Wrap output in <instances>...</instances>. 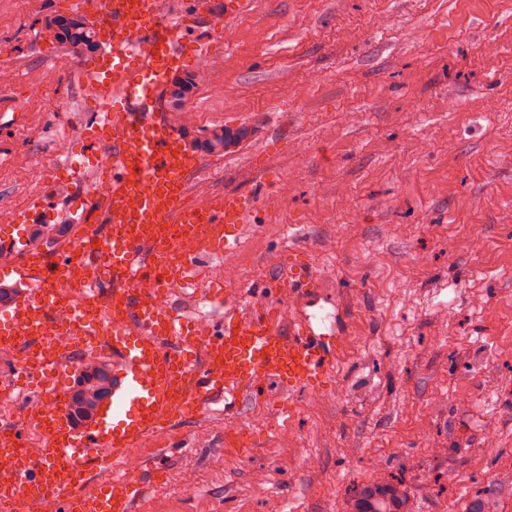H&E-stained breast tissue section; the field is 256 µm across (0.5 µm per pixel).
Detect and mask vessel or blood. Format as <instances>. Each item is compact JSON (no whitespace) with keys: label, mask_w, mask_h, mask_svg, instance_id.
Here are the masks:
<instances>
[{"label":"vessel or blood","mask_w":512,"mask_h":512,"mask_svg":"<svg viewBox=\"0 0 512 512\" xmlns=\"http://www.w3.org/2000/svg\"><path fill=\"white\" fill-rule=\"evenodd\" d=\"M95 22L108 51L88 72L102 99L120 100L112 111V179L100 202L112 218V234L100 237L84 226L79 242L102 262L48 264L24 255L11 270L23 290L0 314V345L19 338L36 342L30 369L49 405L36 419L44 437L37 455L23 448L26 428L0 437V505L26 512L32 495L44 497L52 512H134L148 480L162 469L148 464L125 473L110 462L139 448L143 440L174 429L190 418L224 412L238 428L252 425L242 411L248 399H265L271 387L295 394L331 386L347 344L321 342L307 312L322 298L314 262L281 261L259 286L233 293L208 290L203 301L223 306L224 322L198 339L194 321L172 308V287L193 289L203 281L202 263L237 254L245 230L255 221L249 200L239 194L210 195L204 210L190 207L196 177L211 161L191 153L172 120L159 110L169 75L185 62L160 0H71ZM251 0H224L220 30L193 46L190 55L215 64L224 58L222 28L247 12ZM201 249H182L183 236ZM80 286L79 296L62 300L55 281ZM155 286L146 295L141 285ZM67 308L59 329L78 337L91 359L111 357L112 400L88 424L73 426L65 398L51 383L59 367L46 334L48 317ZM111 478L100 481L99 476Z\"/></svg>","instance_id":"obj_1"}]
</instances>
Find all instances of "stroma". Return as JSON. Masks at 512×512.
Listing matches in <instances>:
<instances>
[{
  "mask_svg": "<svg viewBox=\"0 0 512 512\" xmlns=\"http://www.w3.org/2000/svg\"><path fill=\"white\" fill-rule=\"evenodd\" d=\"M69 11L0 0V72L88 114L75 81L96 53L57 69L71 47L40 33ZM231 30L204 107L239 139L205 189L253 197L256 225L235 263L212 261L215 287L307 254L327 292L317 321L348 356L326 391L270 397L277 430L252 447H227L216 414L184 422L182 454L141 449L166 479L136 512H352L376 476L402 482L412 512H512V0H254ZM63 122L0 90V197L51 213L0 221L1 239H66L84 208L1 164L57 137L99 149Z\"/></svg>",
  "mask_w": 512,
  "mask_h": 512,
  "instance_id": "stroma-1",
  "label": "stroma"
}]
</instances>
